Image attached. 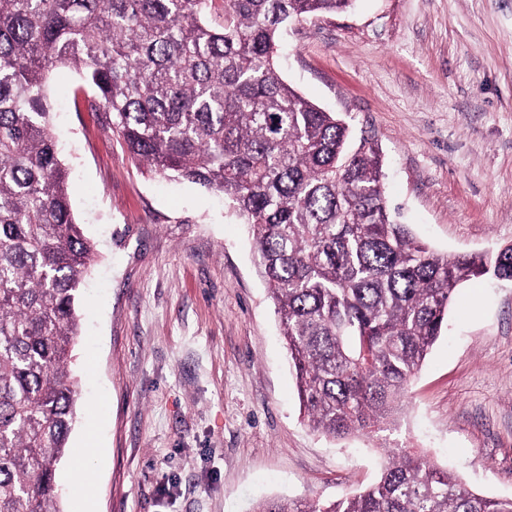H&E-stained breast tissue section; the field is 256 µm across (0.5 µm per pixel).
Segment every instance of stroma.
<instances>
[{"instance_id": "1", "label": "stroma", "mask_w": 512, "mask_h": 512, "mask_svg": "<svg viewBox=\"0 0 512 512\" xmlns=\"http://www.w3.org/2000/svg\"><path fill=\"white\" fill-rule=\"evenodd\" d=\"M282 78L378 143L390 208L442 254L512 245V0H355L289 25ZM53 70L48 98L97 257L71 366L69 445L92 512L331 501L414 448L512 498V283L460 288L396 428L331 440L300 409L251 230L220 195L129 158Z\"/></svg>"}]
</instances>
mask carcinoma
<instances>
[{
    "mask_svg": "<svg viewBox=\"0 0 512 512\" xmlns=\"http://www.w3.org/2000/svg\"><path fill=\"white\" fill-rule=\"evenodd\" d=\"M352 0H0V512H62L72 453L77 294L94 247L47 103L71 67L128 156L224 195L252 228L301 408L332 439L397 425L456 290L492 257L431 250L385 200L369 139L278 72L288 23ZM256 512H512L414 448L331 503L268 499Z\"/></svg>",
    "mask_w": 512,
    "mask_h": 512,
    "instance_id": "carcinoma-1",
    "label": "carcinoma"
}]
</instances>
